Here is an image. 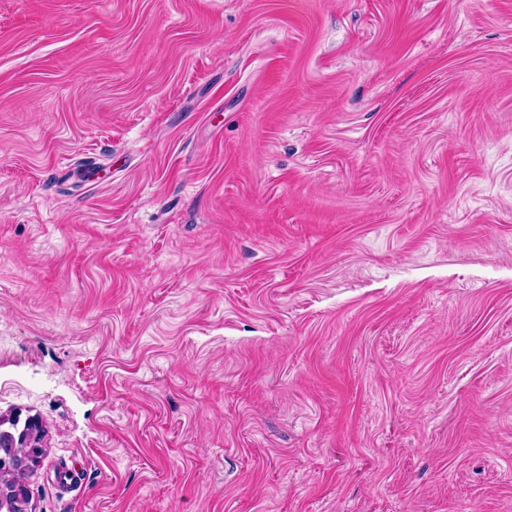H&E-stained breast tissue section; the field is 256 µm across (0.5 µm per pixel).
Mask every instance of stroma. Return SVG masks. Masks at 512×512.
I'll return each instance as SVG.
<instances>
[{
	"mask_svg": "<svg viewBox=\"0 0 512 512\" xmlns=\"http://www.w3.org/2000/svg\"><path fill=\"white\" fill-rule=\"evenodd\" d=\"M10 413L31 512H512V0H0Z\"/></svg>",
	"mask_w": 512,
	"mask_h": 512,
	"instance_id": "obj_1",
	"label": "stroma"
}]
</instances>
